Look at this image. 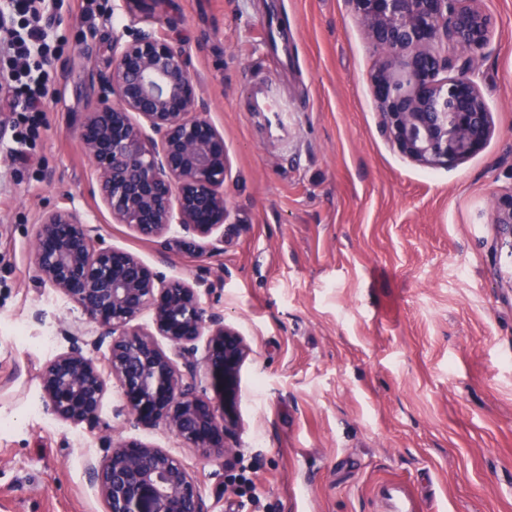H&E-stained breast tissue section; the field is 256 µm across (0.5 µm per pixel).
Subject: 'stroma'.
<instances>
[{"mask_svg":"<svg viewBox=\"0 0 512 512\" xmlns=\"http://www.w3.org/2000/svg\"><path fill=\"white\" fill-rule=\"evenodd\" d=\"M269 0H161L208 118L224 135V239L147 240L113 223L79 140L124 0H64L46 124L25 159L0 152V512H106L84 468L122 434L170 451L205 512H512V239L492 196L512 194V0H483L492 41L477 82L495 130L449 168L404 158L379 131V62L347 0H283L296 60L262 38ZM289 111L287 141L247 110L252 76ZM73 200L95 235L174 277H202L207 307L245 336L234 456L201 457L116 415L49 414L40 369L86 316L41 283L39 216Z\"/></svg>","mask_w":512,"mask_h":512,"instance_id":"stroma-1","label":"stroma"}]
</instances>
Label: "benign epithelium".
Instances as JSON below:
<instances>
[{
    "instance_id": "7a95c632",
    "label": "benign epithelium",
    "mask_w": 512,
    "mask_h": 512,
    "mask_svg": "<svg viewBox=\"0 0 512 512\" xmlns=\"http://www.w3.org/2000/svg\"><path fill=\"white\" fill-rule=\"evenodd\" d=\"M348 2L380 60L370 84L381 135L428 168L480 152L493 132L476 82L475 63L492 34L481 0ZM79 138L115 223L149 239L175 228L224 238V136L206 116L185 50L168 35L129 28L112 42V67ZM492 208L493 223L512 237V195L493 198ZM33 251L40 279L88 322L67 332L68 347L42 366L45 409L91 426L114 380L122 398L115 414L161 427L206 458L236 454L227 440L239 424L250 347L206 308L204 281L169 277L132 252L103 246L70 202L41 214ZM146 312L150 322L138 323ZM104 346V360L92 357ZM88 469L107 512H205L194 476L141 439L111 438Z\"/></svg>"
}]
</instances>
